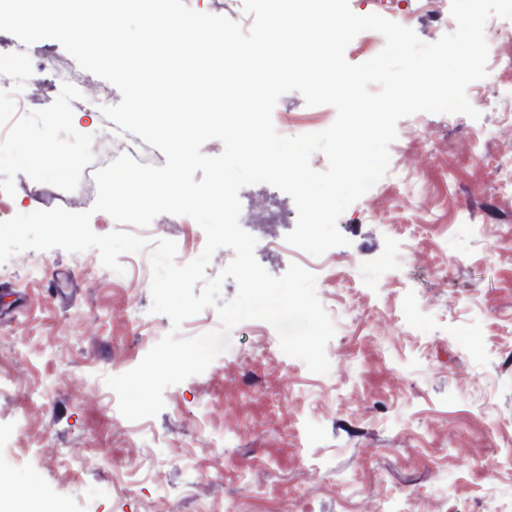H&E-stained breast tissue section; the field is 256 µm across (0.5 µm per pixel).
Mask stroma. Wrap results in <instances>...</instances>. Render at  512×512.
<instances>
[{"label":"stroma","instance_id":"obj_1","mask_svg":"<svg viewBox=\"0 0 512 512\" xmlns=\"http://www.w3.org/2000/svg\"><path fill=\"white\" fill-rule=\"evenodd\" d=\"M433 43L456 23L451 0H349ZM495 54L467 97L479 119L417 113L397 124L372 196L338 220L343 246L314 257L285 240L293 200L241 189L240 224L272 275L316 277L336 333L328 374L286 355L263 320L239 323L230 348L168 387L163 410L125 419L106 384L170 330L152 313L147 253L122 272L97 250L20 252L0 264V498L47 492L59 512H512V20L485 28ZM49 55V91L12 113L8 92ZM80 67L52 39L20 47L0 32V221L61 207L93 212L96 169L129 153L166 158L70 89ZM332 106L281 97L275 129L298 136ZM48 145L21 164L18 153ZM171 239L177 263L206 237L190 217L140 229Z\"/></svg>","mask_w":512,"mask_h":512}]
</instances>
